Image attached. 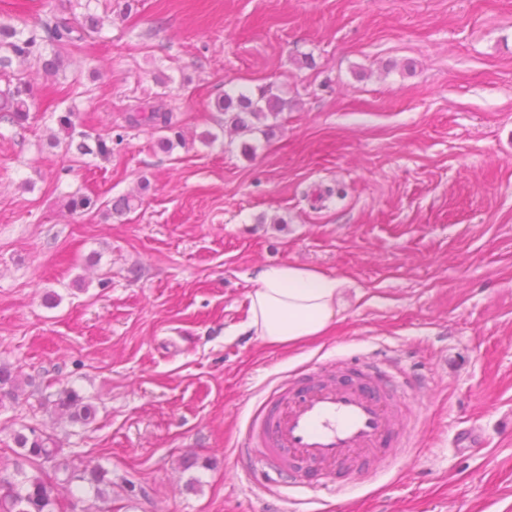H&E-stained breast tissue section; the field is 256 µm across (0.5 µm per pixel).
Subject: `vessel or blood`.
Masks as SVG:
<instances>
[{
  "instance_id": "obj_1",
  "label": "vessel or blood",
  "mask_w": 512,
  "mask_h": 512,
  "mask_svg": "<svg viewBox=\"0 0 512 512\" xmlns=\"http://www.w3.org/2000/svg\"><path fill=\"white\" fill-rule=\"evenodd\" d=\"M417 382L379 357L337 378L320 373L281 385L249 424L237 461H260L279 474L330 489L348 474L365 475L397 451L400 392Z\"/></svg>"
}]
</instances>
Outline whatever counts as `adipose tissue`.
I'll return each instance as SVG.
<instances>
[{"instance_id": "ef3b65f1", "label": "adipose tissue", "mask_w": 512, "mask_h": 512, "mask_svg": "<svg viewBox=\"0 0 512 512\" xmlns=\"http://www.w3.org/2000/svg\"><path fill=\"white\" fill-rule=\"evenodd\" d=\"M245 327L267 346L294 348L324 336L344 306L346 280L303 265L260 268Z\"/></svg>"}]
</instances>
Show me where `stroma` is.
Returning <instances> with one entry per match:
<instances>
[{"label": "stroma", "mask_w": 512, "mask_h": 512, "mask_svg": "<svg viewBox=\"0 0 512 512\" xmlns=\"http://www.w3.org/2000/svg\"><path fill=\"white\" fill-rule=\"evenodd\" d=\"M24 126L0 117V469L15 432L112 473V512H512V0H144L113 15ZM271 86L270 137L205 146L213 103ZM160 105L184 145L129 113ZM113 132L110 161L51 146L54 112ZM134 211L113 198L140 191ZM92 197L82 214L67 195ZM349 282L291 351L244 330L259 267ZM397 359L427 388L400 451L339 491L234 463L284 378ZM96 409L61 416V389ZM464 428L485 444L457 450Z\"/></svg>", "instance_id": "35a3bbf8"}]
</instances>
